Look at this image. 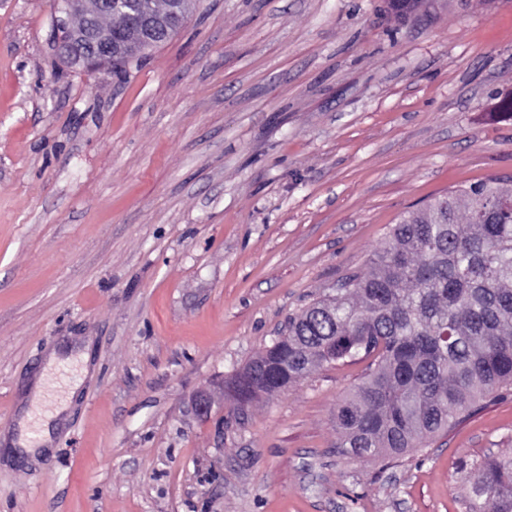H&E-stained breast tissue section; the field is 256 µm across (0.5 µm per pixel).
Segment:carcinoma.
I'll return each mask as SVG.
<instances>
[{
	"label": "carcinoma",
	"mask_w": 512,
	"mask_h": 512,
	"mask_svg": "<svg viewBox=\"0 0 512 512\" xmlns=\"http://www.w3.org/2000/svg\"><path fill=\"white\" fill-rule=\"evenodd\" d=\"M363 355L369 372L336 406V447L386 460L445 433L512 387V185L488 178L401 215L367 272L288 320L262 362L288 371L238 378V404ZM467 512H512V455L471 476Z\"/></svg>",
	"instance_id": "carcinoma-1"
}]
</instances>
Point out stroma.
<instances>
[{"label":"stroma","instance_id":"obj_1","mask_svg":"<svg viewBox=\"0 0 512 512\" xmlns=\"http://www.w3.org/2000/svg\"><path fill=\"white\" fill-rule=\"evenodd\" d=\"M512 0H200L120 80L0 0V512H466L512 392L395 460L336 448L370 359L218 392L404 212L512 181ZM64 374H45L52 351ZM38 461L5 444L38 378Z\"/></svg>","mask_w":512,"mask_h":512}]
</instances>
